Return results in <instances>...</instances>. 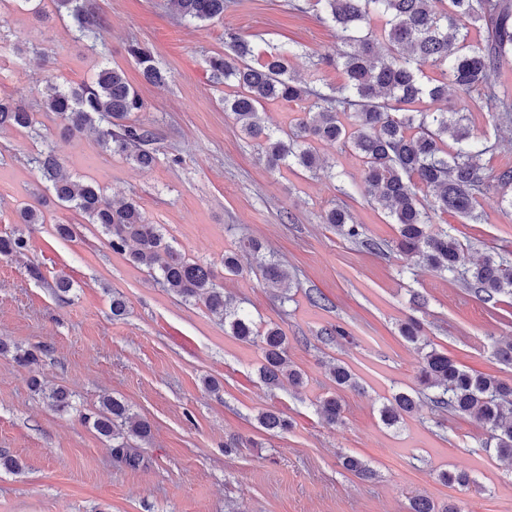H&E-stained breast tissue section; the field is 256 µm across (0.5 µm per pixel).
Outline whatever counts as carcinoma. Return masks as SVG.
Here are the masks:
<instances>
[{
    "mask_svg": "<svg viewBox=\"0 0 512 512\" xmlns=\"http://www.w3.org/2000/svg\"><path fill=\"white\" fill-rule=\"evenodd\" d=\"M56 12H66L78 32L95 39L103 24L92 0H51ZM190 22H205L224 15V0H169ZM317 18L336 31V51L321 56L317 64L340 69L345 82L334 95L325 96L292 69L291 50H274L257 64L249 63L255 49L248 40L230 35L225 52L209 61L211 79L234 81L240 92L224 99L241 131L259 141L267 162L275 167L295 164L308 172L320 168L313 143H337L359 157L367 194L388 211L398 226L395 248L414 264L459 276L484 302L512 295V261L499 252L487 253L466 266L465 248L445 230L431 229L437 212H453L480 220L479 199L485 189L483 155L494 150L488 136L476 137L468 113L492 114L494 126L512 124V95L498 92L492 73L512 54V0H314ZM375 15L385 23L374 26ZM484 31L481 40L471 30ZM128 52L143 78L152 84L166 82L151 52L132 44ZM436 69L430 78L425 70ZM446 103L444 108L423 106L425 100ZM307 101L309 105L289 130L275 131L264 118L268 101ZM41 107L63 120L69 134L94 131L101 147L146 169L156 160L150 148L154 133L137 114L145 103L121 69L103 66L90 82L78 86L45 81ZM34 112L26 105L0 98V128L30 129ZM40 178L51 183L59 203L79 213L87 223L100 225L117 253L129 252L136 265L159 272V280L184 301H198L224 321L229 333L245 342L260 343L264 363L260 377L270 388L283 380L304 385L303 374L288 365V337L276 324L260 325L235 306L217 283L214 269L191 261L165 239L162 229L145 218L132 202L116 204L92 183L74 182L63 174L60 159L50 149L33 158ZM502 202L512 209V168L494 176ZM323 221L348 239L361 236L345 207L327 210ZM21 233L0 236V255L16 256L27 249ZM254 240L241 251L253 256L262 287L277 293L290 281L288 270L261 254ZM0 354L20 366L34 369L37 354L0 341ZM336 389L357 387L355 374L345 365L330 370ZM421 385L434 390L431 401L446 406L489 429L497 440L498 458L512 463V381L466 370L448 354L435 348L425 352L419 371ZM49 406L60 414L73 409L72 394L56 387L45 394ZM417 408L415 398L398 392L380 410L382 423L395 427ZM342 415L338 395L321 400L323 420L334 425ZM84 423L113 442L112 455L136 467L137 446L148 441L151 423L134 413L124 401L104 397L99 406L81 415ZM268 431H285L290 422L272 410L258 415ZM409 512H458L455 506L438 508L424 496L410 500Z\"/></svg>",
    "mask_w": 512,
    "mask_h": 512,
    "instance_id": "obj_1",
    "label": "carcinoma"
}]
</instances>
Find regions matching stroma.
<instances>
[{
    "label": "stroma",
    "mask_w": 512,
    "mask_h": 512,
    "mask_svg": "<svg viewBox=\"0 0 512 512\" xmlns=\"http://www.w3.org/2000/svg\"><path fill=\"white\" fill-rule=\"evenodd\" d=\"M93 3L103 20L94 42L79 39L64 15L41 22L16 4L0 14V97L26 104L37 120L33 133L0 129V235L21 229L28 240L23 256L0 257V341L40 353L32 370L0 355V453L22 464L18 472L0 468V512H408L417 495L459 512H512V464L498 458L491 432L433 407L418 381L427 345L465 368L512 379V365L496 356L499 343L512 342V296L483 302L391 250L396 227L366 196L354 153L322 142L317 173L269 168L224 110L235 87L210 78V57L235 33L259 55L299 43L297 76L331 93L342 72L315 63L335 49V31L309 0H229L222 18L193 24L167 0ZM132 43L151 51L167 83L142 81L127 53ZM106 62L125 71L147 104L139 119L155 132L152 169L106 152L92 133L63 137L61 119L40 109L46 78L77 85ZM469 121L475 135L498 141L483 158L491 180L482 219L440 213L435 221L474 263L492 249L512 252V211L501 207L492 180L512 167V129H495L483 112ZM48 147L74 179L135 201L177 250L216 271L240 241H262L291 274L288 302L247 268L222 284L255 319L283 329L304 387L267 388L259 345L230 336L202 303L162 288L155 274L113 253L100 226L60 207L32 163ZM343 204L384 252L324 224V212ZM28 205L41 206L45 221L23 229L18 214ZM60 224L72 225V237L58 235ZM33 266L41 278L30 275ZM59 276L72 286L63 300L51 289ZM116 292L127 302L118 320L110 311ZM416 292L425 307L414 305ZM317 294L324 303H313ZM411 318L422 325L416 344L400 333ZM336 325L344 336L322 340ZM335 363L353 371L357 389L337 391L329 376ZM35 379L67 387L75 412L53 411L32 388ZM209 379L218 390L206 387ZM333 392L343 417L330 425L319 401ZM398 392L412 394L418 408L389 428L379 410ZM107 395L153 426L138 467L111 456L108 441L81 418ZM265 409L287 417L288 431L261 428ZM347 456L364 461L369 476L347 471ZM445 470L467 472L469 484L443 483Z\"/></svg>",
    "instance_id": "obj_1"
}]
</instances>
